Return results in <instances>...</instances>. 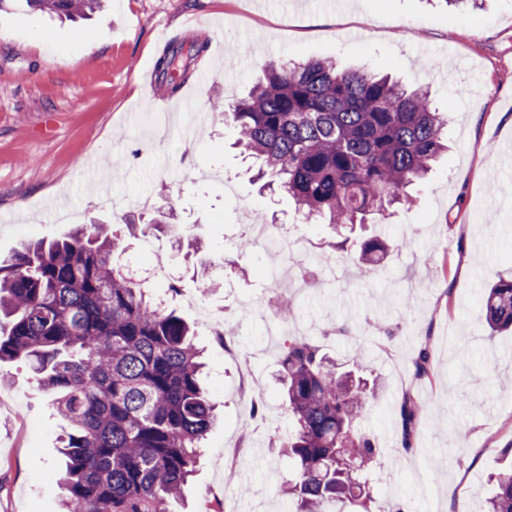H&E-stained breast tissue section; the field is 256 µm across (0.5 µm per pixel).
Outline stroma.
<instances>
[{
	"instance_id": "1",
	"label": "stroma",
	"mask_w": 512,
	"mask_h": 512,
	"mask_svg": "<svg viewBox=\"0 0 512 512\" xmlns=\"http://www.w3.org/2000/svg\"><path fill=\"white\" fill-rule=\"evenodd\" d=\"M169 37L203 42L187 79L210 120L195 138L172 131L178 99L165 81L135 79L153 68ZM330 58L428 87L435 105L453 102L451 148L411 206L386 219L333 231L306 223L293 204L260 190L234 148L236 133L212 105L226 90L246 92L266 62ZM512 0H480L458 12L439 0H110L84 19L30 9L0 10V260L27 241L53 239L62 202L80 219L109 224L122 238L114 262L139 257L143 243L124 223L170 214L152 244L184 292L173 306L192 325L207 363L211 400L223 415L207 435L181 512L207 502L252 501L256 512H287L292 463L276 443L288 433L277 381L284 337L268 341L253 314L273 262L320 265L309 294L285 287L297 316L314 328L337 363L374 381L359 424L378 444L369 485L389 512H477L489 480L512 466V334L488 336L484 284L512 274ZM292 225L293 256L271 260L249 245L245 225ZM369 238L392 251L369 278L354 262ZM208 248L184 258L176 241ZM217 286L197 293L194 263ZM169 278V279H172ZM169 279L151 280L152 292ZM344 326L348 335H336ZM430 375H415L420 352ZM252 357L264 375L265 405L248 415L253 385L239 364ZM423 413L404 437L400 407ZM62 422L28 364L0 365V512H60L56 483ZM242 448L238 483L224 481L227 449ZM249 490L239 496V487Z\"/></svg>"
}]
</instances>
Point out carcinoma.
I'll return each mask as SVG.
<instances>
[{"label": "carcinoma", "mask_w": 512, "mask_h": 512, "mask_svg": "<svg viewBox=\"0 0 512 512\" xmlns=\"http://www.w3.org/2000/svg\"><path fill=\"white\" fill-rule=\"evenodd\" d=\"M33 10L85 17L104 0H23ZM202 46L183 40L157 62L163 78H190ZM237 145L291 197L305 218L336 226L384 217L425 179L448 147L451 105L388 76L329 59L281 62L257 74L245 96L217 104ZM144 237L160 219L126 223ZM120 239L104 223L24 245L0 261V364L28 362L67 425L59 485L65 512H173L195 472L215 418L202 351L188 321L114 265ZM389 245L364 243L358 265ZM491 333L512 328V277L486 289ZM280 367L294 461L285 492L296 512H375L362 478L377 458L358 425L365 385L341 371L309 336H290ZM485 512H512V470L497 474Z\"/></svg>", "instance_id": "obj_1"}]
</instances>
